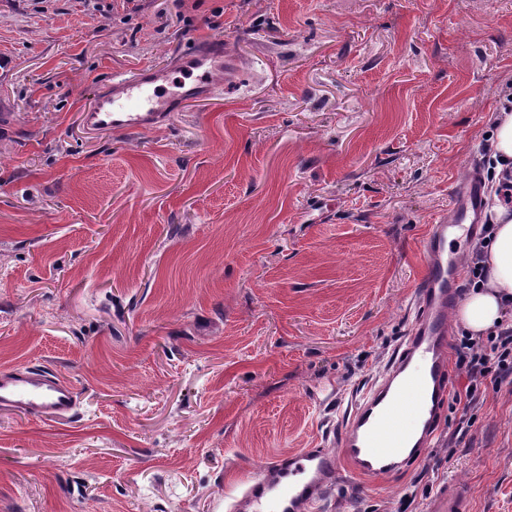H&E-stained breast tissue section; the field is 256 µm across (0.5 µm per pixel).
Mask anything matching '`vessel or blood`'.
I'll list each match as a JSON object with an SVG mask.
<instances>
[{
  "label": "vessel or blood",
  "instance_id": "vessel-or-blood-1",
  "mask_svg": "<svg viewBox=\"0 0 512 512\" xmlns=\"http://www.w3.org/2000/svg\"><path fill=\"white\" fill-rule=\"evenodd\" d=\"M224 69V41L192 49L169 70L117 73L82 113L90 131L134 133L162 122L175 102L212 94ZM450 220L431 225L425 240L427 269L417 284V315L387 368L347 409L340 447L304 448L264 466L230 505L215 512H316L344 474L381 480L419 460L438 429L450 388L449 315L456 302L458 256L450 237H476L485 209L478 176L452 189ZM0 410L27 416L76 419L78 391L63 378L36 368L0 372ZM469 485L448 482L429 512H468Z\"/></svg>",
  "mask_w": 512,
  "mask_h": 512
}]
</instances>
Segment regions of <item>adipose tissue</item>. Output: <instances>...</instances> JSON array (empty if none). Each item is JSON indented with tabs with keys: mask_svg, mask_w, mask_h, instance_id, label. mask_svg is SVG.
Returning <instances> with one entry per match:
<instances>
[{
	"mask_svg": "<svg viewBox=\"0 0 512 512\" xmlns=\"http://www.w3.org/2000/svg\"><path fill=\"white\" fill-rule=\"evenodd\" d=\"M495 226L485 248L487 282L472 289L461 302L457 322L472 336H484L504 320L512 307V211L495 207Z\"/></svg>",
	"mask_w": 512,
	"mask_h": 512,
	"instance_id": "obj_1",
	"label": "adipose tissue"
}]
</instances>
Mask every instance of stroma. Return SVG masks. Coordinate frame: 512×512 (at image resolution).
<instances>
[{
  "label": "stroma",
  "instance_id": "35a3bbf8",
  "mask_svg": "<svg viewBox=\"0 0 512 512\" xmlns=\"http://www.w3.org/2000/svg\"><path fill=\"white\" fill-rule=\"evenodd\" d=\"M6 0L0 370L42 365L78 420L0 410V512H212L331 438L408 333L431 224L487 171L512 0ZM223 38L219 88L87 131L113 73ZM326 512H512V388ZM414 498L402 507L403 495ZM471 496L469 485L448 482L434 497L429 512H468Z\"/></svg>",
  "mask_w": 512,
  "mask_h": 512
}]
</instances>
